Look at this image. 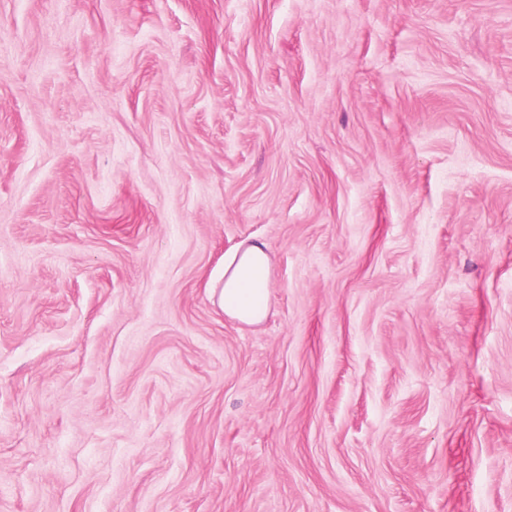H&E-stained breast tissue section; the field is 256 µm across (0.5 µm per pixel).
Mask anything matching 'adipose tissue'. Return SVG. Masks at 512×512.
I'll list each match as a JSON object with an SVG mask.
<instances>
[{"instance_id":"obj_1","label":"adipose tissue","mask_w":512,"mask_h":512,"mask_svg":"<svg viewBox=\"0 0 512 512\" xmlns=\"http://www.w3.org/2000/svg\"><path fill=\"white\" fill-rule=\"evenodd\" d=\"M271 275L267 244L259 240L240 243L212 271L210 297L230 319L248 326L261 324L272 306Z\"/></svg>"}]
</instances>
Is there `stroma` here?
I'll return each instance as SVG.
<instances>
[{
  "mask_svg": "<svg viewBox=\"0 0 512 512\" xmlns=\"http://www.w3.org/2000/svg\"><path fill=\"white\" fill-rule=\"evenodd\" d=\"M0 512H512V0H0ZM271 275L267 244L259 240L242 242L212 271L208 282L211 300L230 319L259 325L272 306Z\"/></svg>",
  "mask_w": 512,
  "mask_h": 512,
  "instance_id": "1",
  "label": "stroma"
}]
</instances>
